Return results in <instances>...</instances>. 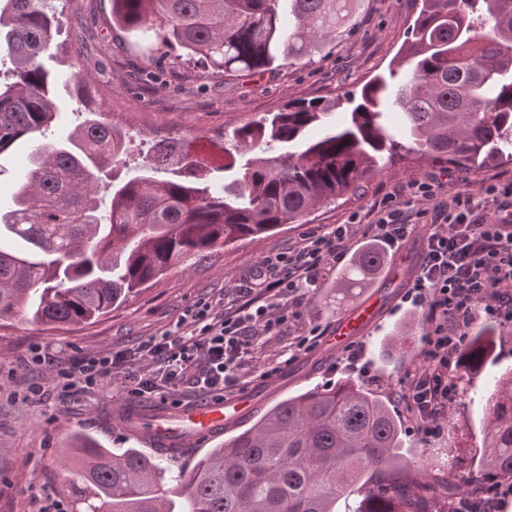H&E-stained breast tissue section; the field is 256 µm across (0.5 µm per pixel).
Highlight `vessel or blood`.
<instances>
[{
    "mask_svg": "<svg viewBox=\"0 0 512 512\" xmlns=\"http://www.w3.org/2000/svg\"><path fill=\"white\" fill-rule=\"evenodd\" d=\"M379 311L377 299L365 300L340 320L336 332L327 340L328 345L336 349L345 347L376 321ZM255 407L254 391L245 390L228 399L214 398L184 408L162 405L155 409L134 410L129 421L146 447L173 452L206 447L218 437L234 431Z\"/></svg>",
    "mask_w": 512,
    "mask_h": 512,
    "instance_id": "1",
    "label": "vessel or blood"
}]
</instances>
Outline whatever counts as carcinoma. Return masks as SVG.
<instances>
[{
	"mask_svg": "<svg viewBox=\"0 0 512 512\" xmlns=\"http://www.w3.org/2000/svg\"><path fill=\"white\" fill-rule=\"evenodd\" d=\"M356 0H112V22L143 54L176 47L214 74H262L302 60L353 25ZM62 12L48 0H0V155L29 145L27 165L0 205V322L24 314L52 328L91 324L181 262L247 236L300 224L318 204L354 193L377 164L400 152L468 171L512 164V0H421L405 55L348 99L292 101L236 129L224 147L228 181L214 184L187 145L155 142L143 174L119 169L126 135L85 99L90 79L48 66L59 54ZM70 87L85 119L53 139ZM398 108L397 127L385 121ZM276 146L287 151L275 154ZM172 169L158 180L152 173ZM374 247L336 279L346 295L383 266ZM494 330L472 336L463 369L488 356ZM482 466L512 479V374L487 398ZM388 407L352 381L308 390L268 408L185 477L137 448L117 454L89 437L75 451L104 512H336L358 486L352 512H430L486 495L477 477L429 473L433 461L396 452ZM180 499L175 507L174 498Z\"/></svg>",
	"mask_w": 512,
	"mask_h": 512,
	"instance_id": "carcinoma-1",
	"label": "carcinoma"
}]
</instances>
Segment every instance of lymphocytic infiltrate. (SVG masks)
<instances>
[{"mask_svg": "<svg viewBox=\"0 0 512 512\" xmlns=\"http://www.w3.org/2000/svg\"><path fill=\"white\" fill-rule=\"evenodd\" d=\"M456 182L457 191L446 192L445 181L433 174L387 193L368 224L352 220L306 237L300 247L264 259L238 288L237 300L197 302L176 330L126 352L71 361L57 368L53 387L63 397L96 391L119 371L134 400L167 399L184 383L212 398L226 395L238 388L243 359L257 337L296 320L284 297L316 287L349 255L358 232L396 251L417 225L429 224L433 230L404 295L425 309L422 363L401 378L397 397L415 434L427 442L440 438L472 324L479 318L512 322V178L482 183L475 192L468 191L466 177Z\"/></svg>", "mask_w": 512, "mask_h": 512, "instance_id": "obj_1", "label": "lymphocytic infiltrate"}]
</instances>
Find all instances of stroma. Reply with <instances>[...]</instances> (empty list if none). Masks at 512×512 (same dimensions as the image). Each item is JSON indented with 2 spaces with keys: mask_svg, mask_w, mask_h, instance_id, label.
<instances>
[{
  "mask_svg": "<svg viewBox=\"0 0 512 512\" xmlns=\"http://www.w3.org/2000/svg\"><path fill=\"white\" fill-rule=\"evenodd\" d=\"M419 8L420 0H359L353 26L310 59L284 61L262 75H215L184 63L175 48L167 49L164 66H157L132 38L113 27L111 0H64V22L78 19L82 25L54 65L64 70L72 64L89 76L90 95L103 105L106 120L131 133L129 157L119 173L133 177L139 175L146 151L159 138L188 143L202 139L218 149L234 129L293 99H336L340 106L332 117L342 118L349 109L347 96L387 72L399 55ZM444 168V162L415 155L381 163L359 191L318 207L308 223L249 236L178 265L99 322L67 331L22 317L0 323V512H37L45 496L62 499L68 512H88L90 488L69 452L74 438L93 435L116 453L138 445L116 415L127 404L120 382L96 395L64 399L48 385L53 368L88 352L123 350L173 328L187 306L232 293L241 275L266 256L297 246L309 233L346 223L350 216L369 220L385 193ZM429 232V225H417L413 238L401 250L387 253L384 267L361 290V298L380 300L381 313L354 341L361 349L359 358L320 347L300 354L287 366L288 373L298 378L287 393L329 389L343 380L358 382L395 416L406 456L444 462L453 451L461 470L475 472L483 446L487 395L495 377L512 372V324L495 323L494 352L480 371H458L456 399L448 409L447 432L441 438L426 443L410 433L411 421L394 395L400 378L418 366L422 356L424 311L402 297ZM340 273V268H333L318 287L304 294L296 308L297 328L318 325L335 332L340 315L333 287ZM291 341L285 332L260 337L242 371L244 385L254 387L260 373L277 366ZM34 345L50 356L49 366L34 370L25 365ZM35 382L45 385L40 400L21 401L20 393Z\"/></svg>",
  "mask_w": 512,
  "mask_h": 512,
  "instance_id": "35a3bbf8",
  "label": "stroma"
}]
</instances>
